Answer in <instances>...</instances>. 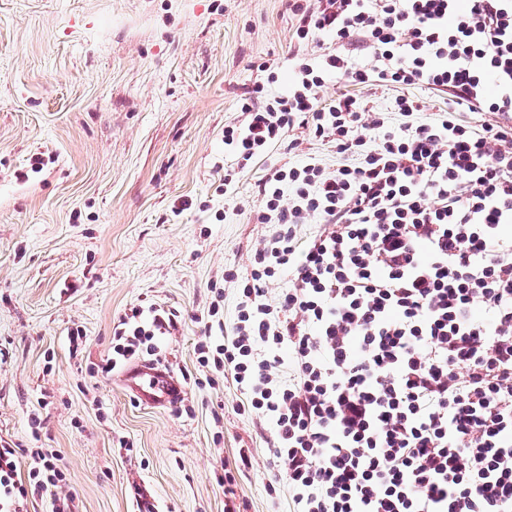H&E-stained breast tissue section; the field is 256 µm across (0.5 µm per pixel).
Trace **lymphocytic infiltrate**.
I'll return each mask as SVG.
<instances>
[{
  "mask_svg": "<svg viewBox=\"0 0 512 512\" xmlns=\"http://www.w3.org/2000/svg\"><path fill=\"white\" fill-rule=\"evenodd\" d=\"M286 93L255 85L224 125V193L252 162L308 138L341 162L271 168V227L237 285L223 343L197 361L271 425L290 512H512V0H288ZM393 87L367 109L328 77ZM420 86L447 100L418 120ZM317 224L309 237L302 226ZM169 324L133 307L101 366L155 355ZM0 448V512L64 485L56 454Z\"/></svg>",
  "mask_w": 512,
  "mask_h": 512,
  "instance_id": "1",
  "label": "lymphocytic infiltrate"
}]
</instances>
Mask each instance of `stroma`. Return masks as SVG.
I'll return each mask as SVG.
<instances>
[{
    "mask_svg": "<svg viewBox=\"0 0 512 512\" xmlns=\"http://www.w3.org/2000/svg\"><path fill=\"white\" fill-rule=\"evenodd\" d=\"M293 31L288 0H0V446L22 479L32 451L56 453L73 512H224L242 449L235 506L288 512L234 384L207 381L195 346L221 341L212 286L232 322L224 272L245 274L269 233L250 217L255 183L340 161L308 139L254 160L245 210L224 199V125L254 85L287 90ZM137 304L175 316L159 360L186 378L182 406L93 373Z\"/></svg>",
    "mask_w": 512,
    "mask_h": 512,
    "instance_id": "stroma-1",
    "label": "stroma"
}]
</instances>
